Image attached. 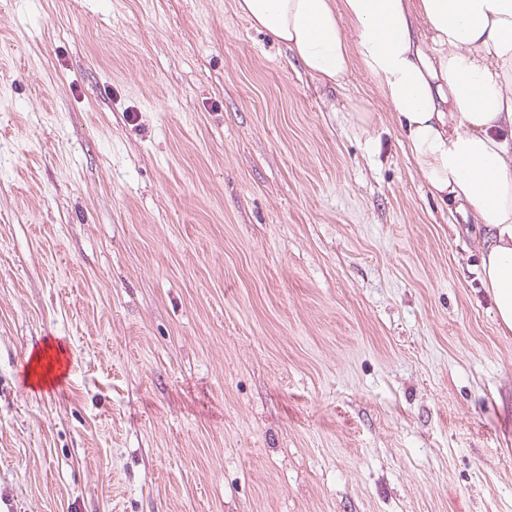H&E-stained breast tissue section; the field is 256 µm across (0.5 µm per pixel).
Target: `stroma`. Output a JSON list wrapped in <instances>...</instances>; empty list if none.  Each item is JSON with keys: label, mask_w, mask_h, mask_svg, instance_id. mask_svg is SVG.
I'll return each mask as SVG.
<instances>
[{"label": "stroma", "mask_w": 512, "mask_h": 512, "mask_svg": "<svg viewBox=\"0 0 512 512\" xmlns=\"http://www.w3.org/2000/svg\"><path fill=\"white\" fill-rule=\"evenodd\" d=\"M449 208L235 0H0V512H512Z\"/></svg>", "instance_id": "1"}]
</instances>
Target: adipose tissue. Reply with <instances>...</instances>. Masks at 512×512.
<instances>
[{
	"instance_id": "obj_1",
	"label": "adipose tissue",
	"mask_w": 512,
	"mask_h": 512,
	"mask_svg": "<svg viewBox=\"0 0 512 512\" xmlns=\"http://www.w3.org/2000/svg\"><path fill=\"white\" fill-rule=\"evenodd\" d=\"M320 83L361 68L432 194L482 228V278L512 332V0H236Z\"/></svg>"
}]
</instances>
